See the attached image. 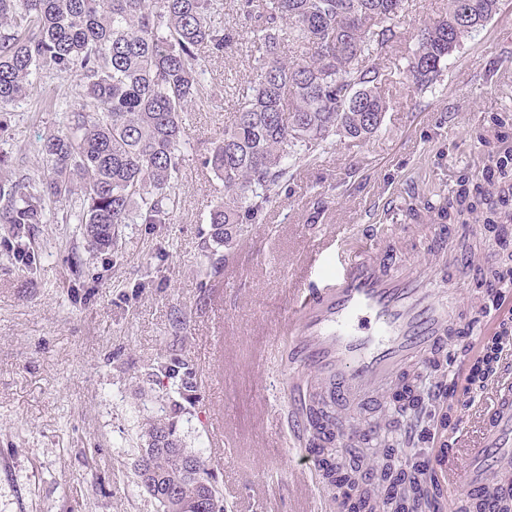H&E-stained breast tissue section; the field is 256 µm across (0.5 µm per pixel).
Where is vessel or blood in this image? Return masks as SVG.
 <instances>
[{
    "instance_id": "1",
    "label": "vessel or blood",
    "mask_w": 512,
    "mask_h": 512,
    "mask_svg": "<svg viewBox=\"0 0 512 512\" xmlns=\"http://www.w3.org/2000/svg\"><path fill=\"white\" fill-rule=\"evenodd\" d=\"M474 256L452 253L446 238L431 239L423 257L402 263L394 243H373L352 256L317 243L295 300L284 381L290 408L319 392L345 406L421 366L436 348H455L458 316L442 299L477 269ZM477 426L462 424L453 444L433 450L429 465L444 485L480 494L512 471V381L483 390ZM365 430L353 416L336 421V446L351 447Z\"/></svg>"
}]
</instances>
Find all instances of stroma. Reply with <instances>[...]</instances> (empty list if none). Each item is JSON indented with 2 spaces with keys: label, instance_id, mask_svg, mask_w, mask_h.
I'll use <instances>...</instances> for the list:
<instances>
[{
  "label": "stroma",
  "instance_id": "obj_1",
  "mask_svg": "<svg viewBox=\"0 0 512 512\" xmlns=\"http://www.w3.org/2000/svg\"><path fill=\"white\" fill-rule=\"evenodd\" d=\"M448 0H406L398 38L380 59L388 110L378 133L345 139L299 167L262 223L237 237L220 275L210 273L208 216L224 184L203 167L231 123L262 55L242 30L237 0L222 22L237 37L209 62L210 91L184 113L187 153L180 206L166 224H130L114 250L89 254L80 225H33L22 262L0 224V512H158L137 484L145 418L166 414L187 447L207 457L227 512H295L288 423L273 406L288 344L290 281L302 279L318 237L347 225L339 249L356 250L365 224H398L402 259L421 254L433 212H406L409 192L456 202L512 189V0L465 36L442 75L417 88L407 73L421 31ZM76 76L47 77L0 112V152L19 178L40 172L34 146L64 129ZM458 248L488 255L495 284L512 297V223L485 210L448 217ZM79 255L80 270L71 257ZM187 363L195 392L158 366ZM229 425L215 458L214 428Z\"/></svg>",
  "mask_w": 512,
  "mask_h": 512
}]
</instances>
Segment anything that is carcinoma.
Listing matches in <instances>:
<instances>
[{"instance_id":"cac0c4a2","label":"carcinoma","mask_w":512,"mask_h":512,"mask_svg":"<svg viewBox=\"0 0 512 512\" xmlns=\"http://www.w3.org/2000/svg\"><path fill=\"white\" fill-rule=\"evenodd\" d=\"M405 0H240L245 28L263 51L260 75L234 120L210 142L202 164L224 182V200L209 213V264L220 273L219 248L232 232L259 224L280 196L288 176L338 138L365 139L377 132L387 103L379 92L377 60L397 39L395 20ZM498 0H448L444 16L421 31L408 66L423 87L441 72L462 37L485 26ZM224 0H0V112L26 99L41 77L76 73L79 100L69 106L68 126L36 143L41 175L27 181L0 178V224L19 234L29 224L48 223L55 207L61 220L82 227L88 253L111 250L126 224H165L178 209V179L186 142L182 113L203 95L207 50L219 56L234 40L215 24ZM293 46V54L282 50ZM509 198L487 208L488 223L512 222ZM433 396L445 388L442 358L430 361ZM422 375L406 377L393 396L382 427L386 461L363 473L362 456L346 465L332 448L319 449V470L330 487L357 497L361 512H389L397 504L416 512L418 498L444 512L439 485L418 484L414 495L395 496L392 454L417 435L404 422L419 403ZM323 435H331L336 414L323 400L306 408ZM143 446L136 460L141 486L160 512H207L224 500L202 454L185 446L163 416L144 419ZM512 512V499L492 487L470 504L485 501Z\"/></svg>"}]
</instances>
